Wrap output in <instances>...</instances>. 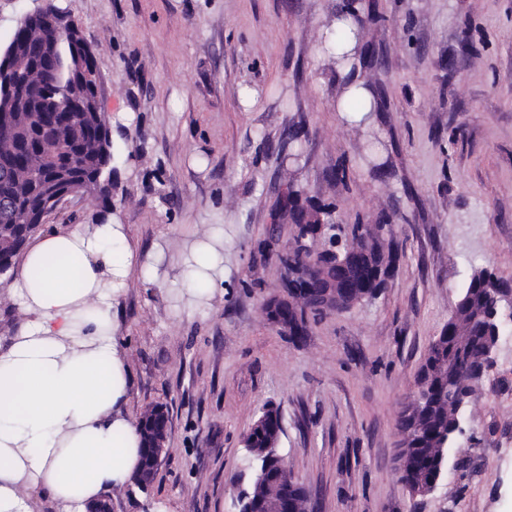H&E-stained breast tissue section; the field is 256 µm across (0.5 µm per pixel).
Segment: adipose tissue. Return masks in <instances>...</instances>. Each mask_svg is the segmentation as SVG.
Wrapping results in <instances>:
<instances>
[{"label": "adipose tissue", "mask_w": 512, "mask_h": 512, "mask_svg": "<svg viewBox=\"0 0 512 512\" xmlns=\"http://www.w3.org/2000/svg\"><path fill=\"white\" fill-rule=\"evenodd\" d=\"M322 34L340 86L336 111L361 121L377 100L363 77L352 13L337 14ZM223 243L215 231L184 262L179 277L196 300H209L224 282ZM135 271L158 277L112 222L41 234L26 251L11 283L24 322L0 350V512H30V494L43 491L60 512H86L136 474L141 438L122 411L128 370L110 326L120 287Z\"/></svg>", "instance_id": "adipose-tissue-1"}]
</instances>
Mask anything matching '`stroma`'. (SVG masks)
<instances>
[{
	"label": "stroma",
	"instance_id": "1",
	"mask_svg": "<svg viewBox=\"0 0 512 512\" xmlns=\"http://www.w3.org/2000/svg\"><path fill=\"white\" fill-rule=\"evenodd\" d=\"M95 52L112 129V195L77 194L44 231L124 224L173 272L185 242L224 227V289L189 310L131 275L113 311L129 367L124 410L168 411L148 491L112 512H236L241 439L272 403L279 448L312 512H512V322L436 490L410 498L396 454L427 349L460 285L512 279V0H55ZM364 19L381 110L345 122L319 35L345 4ZM340 224H383L399 263L375 300L292 340L261 308L283 269L263 251L294 227L286 183Z\"/></svg>",
	"mask_w": 512,
	"mask_h": 512
}]
</instances>
